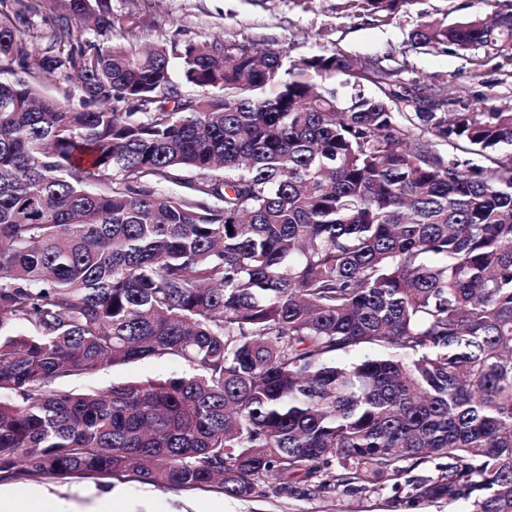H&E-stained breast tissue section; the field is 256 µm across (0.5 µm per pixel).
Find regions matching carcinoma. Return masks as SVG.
<instances>
[{
  "instance_id": "1",
  "label": "carcinoma",
  "mask_w": 512,
  "mask_h": 512,
  "mask_svg": "<svg viewBox=\"0 0 512 512\" xmlns=\"http://www.w3.org/2000/svg\"><path fill=\"white\" fill-rule=\"evenodd\" d=\"M109 2L67 0L37 54L0 20V62L86 101L0 80V476L247 499L440 457L415 497L512 512V110L402 111L425 89L367 96L336 54L73 43ZM411 40L468 51L512 17ZM152 358L190 372L55 388ZM19 77H24L29 81H33L39 88L40 93L43 95L67 101V103L74 108H82V98L78 93L72 92L70 97L66 99L67 93L72 89L61 78L55 75L39 76L36 74H26L21 72V70L15 65H12V69H7L6 66H3L2 64V69H0V78L14 80ZM32 77H36V79L33 80Z\"/></svg>"
}]
</instances>
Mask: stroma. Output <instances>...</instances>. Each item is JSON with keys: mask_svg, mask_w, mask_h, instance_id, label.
<instances>
[{"mask_svg": "<svg viewBox=\"0 0 512 512\" xmlns=\"http://www.w3.org/2000/svg\"><path fill=\"white\" fill-rule=\"evenodd\" d=\"M115 25L102 41L145 47L157 42L209 50L232 43L287 52L292 59L339 54L395 73L399 85L417 82L443 98V111L512 109V42L467 52L417 47L410 39L421 22L452 25L512 12V0H406L390 15L362 11L357 0H110ZM64 0H5L6 15L31 52L49 42ZM165 359L106 367L86 385L107 389L128 380L147 381L182 372ZM439 459L408 469L399 479L355 493L277 492L259 485L241 500L213 491H181L133 477L92 476L66 482L1 480L23 512H468L466 500L414 498L416 480L438 474Z\"/></svg>", "mask_w": 512, "mask_h": 512, "instance_id": "1", "label": "stroma"}]
</instances>
